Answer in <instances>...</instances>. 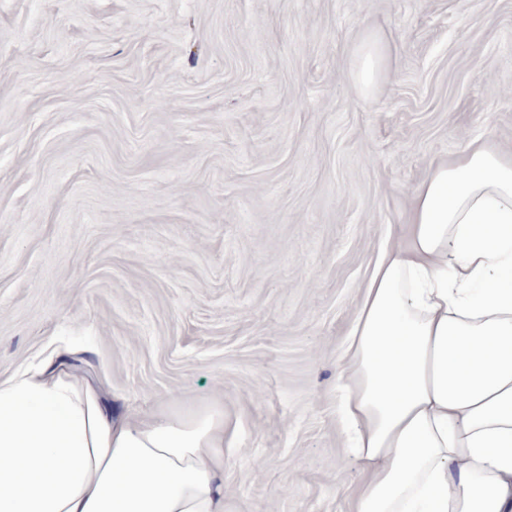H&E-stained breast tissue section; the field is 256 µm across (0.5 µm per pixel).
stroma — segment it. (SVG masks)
Wrapping results in <instances>:
<instances>
[{
	"label": "stroma",
	"mask_w": 512,
	"mask_h": 512,
	"mask_svg": "<svg viewBox=\"0 0 512 512\" xmlns=\"http://www.w3.org/2000/svg\"><path fill=\"white\" fill-rule=\"evenodd\" d=\"M489 133L512 0H0V381L66 356L120 409L221 403L224 512H348L341 344ZM355 58L356 65L351 71V78L362 89L367 88L385 60V54L377 47L361 45L356 50Z\"/></svg>",
	"instance_id": "35a3bbf8"
}]
</instances>
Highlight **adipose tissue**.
<instances>
[{"mask_svg":"<svg viewBox=\"0 0 512 512\" xmlns=\"http://www.w3.org/2000/svg\"><path fill=\"white\" fill-rule=\"evenodd\" d=\"M352 512H512V154L414 192L342 344ZM0 512H224V407L134 413L63 365L0 381Z\"/></svg>","mask_w":512,"mask_h":512,"instance_id":"1","label":"adipose tissue"}]
</instances>
